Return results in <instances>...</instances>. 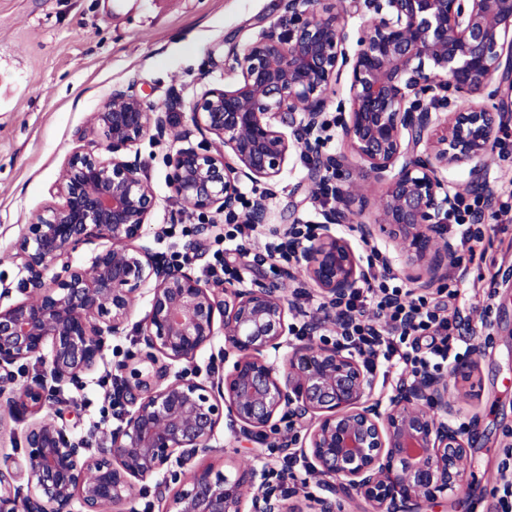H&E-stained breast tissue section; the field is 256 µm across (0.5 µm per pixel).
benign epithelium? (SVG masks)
I'll return each instance as SVG.
<instances>
[{"mask_svg":"<svg viewBox=\"0 0 512 512\" xmlns=\"http://www.w3.org/2000/svg\"><path fill=\"white\" fill-rule=\"evenodd\" d=\"M288 29L263 31L230 53L238 79L189 106L194 128L217 138L213 153L187 135L171 154L170 185L188 210L235 218L240 183L270 185L303 145L315 167L340 182L320 230L299 252V279L327 302L360 286L365 268L335 226L350 221L351 173L342 156H322L325 94L350 68L340 129L353 155L384 185L379 228L399 242L405 264L429 280L448 276L456 246L443 233L453 197L442 171L467 166L481 180L497 113L474 100L493 80L512 93V0H366L373 13L359 48L344 47V7L335 0H283ZM508 55H503V51ZM462 106L445 112L449 95ZM170 113L130 90H116L90 113L82 139L60 169V199L32 212L13 258L26 273L25 298L0 306V370L32 360L42 374L8 387L0 415L37 414L49 387L94 372L107 338L123 334L137 293L150 296L139 322L140 361L123 364L129 397L110 447L82 454L43 416L26 429V455L0 467V512H105L127 502L138 482H158L165 512H290L266 492V474L234 461L224 471L205 455L229 414L240 434L278 429L284 412L307 421L281 450L301 454L343 495L372 512H422L464 482L469 447L448 400V379L429 375L373 399L374 370L334 344L293 345L297 308L274 284H211L188 265L161 262L142 242L156 196L128 151L144 137L162 141ZM108 242L89 266L72 264L82 244ZM232 369L198 381L193 363L218 334ZM26 479L27 493L14 485ZM176 488H171V485Z\"/></svg>","mask_w":512,"mask_h":512,"instance_id":"1","label":"benign epithelium"}]
</instances>
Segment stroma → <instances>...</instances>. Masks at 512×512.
<instances>
[{"label":"stroma","mask_w":512,"mask_h":512,"mask_svg":"<svg viewBox=\"0 0 512 512\" xmlns=\"http://www.w3.org/2000/svg\"><path fill=\"white\" fill-rule=\"evenodd\" d=\"M287 27L281 0H0V304L22 300L24 274L12 258L14 245L31 213L50 201V188L78 147L88 115L113 90L170 106L173 129L185 131L190 103L206 90L235 83L230 49L243 48L262 30L280 33ZM348 90L344 76L327 94L329 126L321 152L347 156L355 184L352 208L371 222L382 188L350 157L337 126L338 105ZM503 123V145L484 161L483 190L493 198L485 213L484 244L499 265L512 269V118ZM136 151L157 200L144 242L159 257L179 254L181 263L206 276L217 248L214 238L225 228L223 216L186 210L176 200L169 147L146 139ZM321 183L306 155L289 156L264 222L234 263L246 282L277 284L288 293L296 289L286 276L288 262L267 261L265 245L285 240L290 225L320 222L315 193ZM203 224L208 232H200ZM462 287L466 301L476 289L493 293L488 313L471 314L473 350L464 365L474 386L449 383L451 399L467 413L465 437L472 453L467 479L455 495L427 504L423 512H495L491 490L512 448V276L473 264ZM148 309V296H137L129 327L107 341L104 366L56 389L47 414L68 438L109 447L128 408L115 396L113 376L117 364L138 351L134 326ZM239 428L231 417L221 421L211 452L216 465L237 458L259 469L277 467L279 434L245 438Z\"/></svg>","instance_id":"obj_1"}]
</instances>
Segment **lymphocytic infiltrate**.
Returning <instances> with one entry per match:
<instances>
[{
    "mask_svg": "<svg viewBox=\"0 0 512 512\" xmlns=\"http://www.w3.org/2000/svg\"><path fill=\"white\" fill-rule=\"evenodd\" d=\"M485 207L483 197L458 195L448 214V227L472 263L486 260L484 234L478 226ZM456 297L453 289L443 301L415 294L398 284L386 266H379L360 288L336 300L341 329L336 342L363 357L371 368L382 361L421 376L432 368L451 367L454 344L464 341L470 322L455 306Z\"/></svg>",
    "mask_w": 512,
    "mask_h": 512,
    "instance_id": "1",
    "label": "lymphocytic infiltrate"
}]
</instances>
